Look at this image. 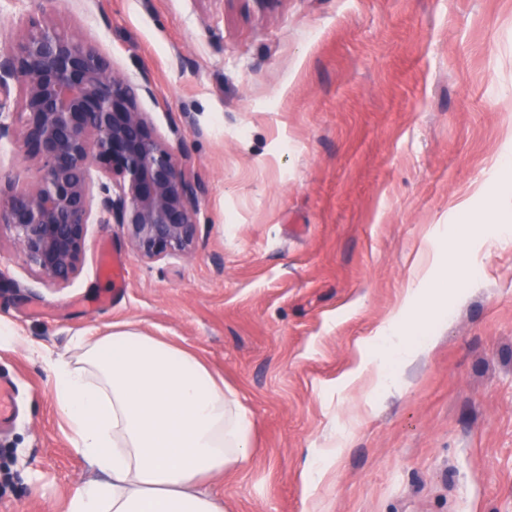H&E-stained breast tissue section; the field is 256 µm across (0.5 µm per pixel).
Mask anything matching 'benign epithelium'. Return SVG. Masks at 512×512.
I'll use <instances>...</instances> for the list:
<instances>
[{
    "label": "benign epithelium",
    "instance_id": "1",
    "mask_svg": "<svg viewBox=\"0 0 512 512\" xmlns=\"http://www.w3.org/2000/svg\"><path fill=\"white\" fill-rule=\"evenodd\" d=\"M144 94L95 45L35 19L0 48V139L34 161L32 175L0 182V235L43 280L66 285L79 273L94 203L140 258L192 251L198 186L142 112Z\"/></svg>",
    "mask_w": 512,
    "mask_h": 512
}]
</instances>
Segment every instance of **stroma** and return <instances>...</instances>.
Segmentation results:
<instances>
[{
    "instance_id": "obj_1",
    "label": "stroma",
    "mask_w": 512,
    "mask_h": 512,
    "mask_svg": "<svg viewBox=\"0 0 512 512\" xmlns=\"http://www.w3.org/2000/svg\"><path fill=\"white\" fill-rule=\"evenodd\" d=\"M31 16L150 86L199 226L191 255L148 260L89 224L64 286L0 238V512H66L96 478L50 366L128 324L249 411L252 464L206 482L226 512H512V244L491 237L512 215V0H0V46ZM103 239L128 262L119 293ZM423 278L446 305L434 346L379 394L347 383ZM97 272L103 277L121 281L124 278L125 267L114 254H111L108 247L104 246L99 253Z\"/></svg>"
}]
</instances>
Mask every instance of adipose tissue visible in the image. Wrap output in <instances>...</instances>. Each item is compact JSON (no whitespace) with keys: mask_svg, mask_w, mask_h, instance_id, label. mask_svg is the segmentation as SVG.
Segmentation results:
<instances>
[{"mask_svg":"<svg viewBox=\"0 0 512 512\" xmlns=\"http://www.w3.org/2000/svg\"><path fill=\"white\" fill-rule=\"evenodd\" d=\"M421 288L349 382L389 379L392 359L411 362L433 337L410 345L404 329L424 318ZM57 408L72 444L104 478L83 484L66 512H224L204 482L252 460V421L236 392L192 352L134 329L81 341L75 359L53 366Z\"/></svg>","mask_w":512,"mask_h":512,"instance_id":"1","label":"adipose tissue"}]
</instances>
